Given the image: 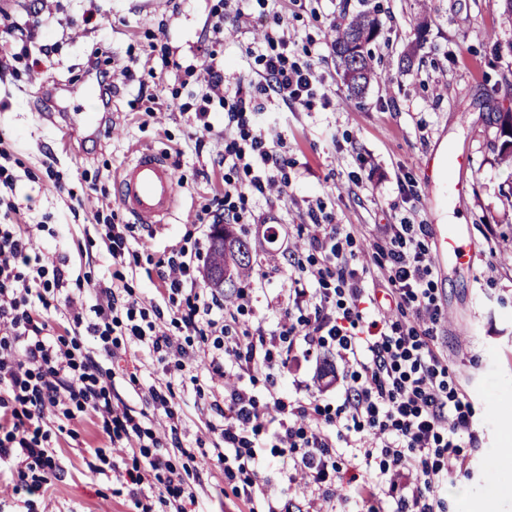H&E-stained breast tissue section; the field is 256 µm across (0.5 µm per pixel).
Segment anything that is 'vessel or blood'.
Instances as JSON below:
<instances>
[{
    "instance_id": "vessel-or-blood-1",
    "label": "vessel or blood",
    "mask_w": 512,
    "mask_h": 512,
    "mask_svg": "<svg viewBox=\"0 0 512 512\" xmlns=\"http://www.w3.org/2000/svg\"><path fill=\"white\" fill-rule=\"evenodd\" d=\"M460 156L445 154L429 157L423 163L431 183L448 186L452 197L466 194L468 187L453 180L452 170L464 166ZM173 167L159 152L139 150L115 179V192L123 210L141 224H161L171 215L177 197ZM473 257L470 228L465 224H440L435 228L434 264L437 270L471 264Z\"/></svg>"
}]
</instances>
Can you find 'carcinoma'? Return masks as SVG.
Here are the masks:
<instances>
[{
    "mask_svg": "<svg viewBox=\"0 0 512 512\" xmlns=\"http://www.w3.org/2000/svg\"><path fill=\"white\" fill-rule=\"evenodd\" d=\"M381 34V23L376 7L362 9L351 17L336 23L332 27L331 47L341 77L352 97H361L368 87L382 80L374 64L372 45ZM501 134L510 138L499 154L500 163L512 166V112L499 113ZM224 237L237 243L239 251L226 253L211 249L209 265L224 266V284L227 288L224 299L230 302L235 297L237 285L249 280L254 264L248 243L242 239L232 225H224Z\"/></svg>",
    "mask_w": 512,
    "mask_h": 512,
    "instance_id": "cac0c4a2",
    "label": "carcinoma"
}]
</instances>
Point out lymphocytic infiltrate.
<instances>
[{
	"mask_svg": "<svg viewBox=\"0 0 512 512\" xmlns=\"http://www.w3.org/2000/svg\"><path fill=\"white\" fill-rule=\"evenodd\" d=\"M258 54L259 82L228 78L223 64L206 66L193 125L196 138L212 129V102L224 109L232 136L224 145V208L214 223H248V196L286 195L292 162L280 149L281 137L261 120L262 106L252 85L272 91L284 103L308 105L316 78L311 65L288 57V25L266 33ZM17 178L0 162V476L9 475L13 497L45 491L61 469L46 422L47 410L73 417L92 410L111 442L125 451L146 450V468H120L102 449L88 462L90 476L111 472L126 484L137 512H152L144 489L150 473L164 472L166 492L180 490L181 472L159 449L162 440L143 428L132 408L112 399V373L103 364L113 355V333L158 363L178 370L205 365L235 383L224 391V445L216 462L233 460L243 475L240 496L253 500L257 477L267 466L264 448L305 472L304 486L317 491L336 485L344 498L366 497L381 505L383 491L399 492L401 512H438L436 492L459 455L455 434L471 426L464 395L448 385V361L428 340L441 319L432 296L433 265L410 224H390L374 242L376 265L357 261L353 228L325 223L323 208L309 206L313 228L310 256L292 253L298 272L284 299L301 315L296 322L257 328L245 337L226 336L224 301L197 279L200 248L171 250L157 265L158 301L143 305L118 289L99 284L95 302L84 305L66 290L68 272L53 256L38 251L33 225L23 223L12 195ZM62 301L64 319L76 335L96 346L81 349L49 332L45 317L52 301ZM183 301L178 321L213 342L204 348L173 338L163 329L161 302ZM412 313L413 322L401 321ZM331 348L351 370L336 410L317 403L313 393L287 399L279 378L295 354L310 356ZM264 374L269 384L259 398L247 376ZM354 438L364 474L346 473L336 461L333 437Z\"/></svg>",
	"mask_w": 512,
	"mask_h": 512,
	"instance_id": "lymphocytic-infiltrate-1",
	"label": "lymphocytic infiltrate"
}]
</instances>
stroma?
<instances>
[{"instance_id":"stroma-1","label":"stroma","mask_w":512,"mask_h":512,"mask_svg":"<svg viewBox=\"0 0 512 512\" xmlns=\"http://www.w3.org/2000/svg\"><path fill=\"white\" fill-rule=\"evenodd\" d=\"M382 35L376 46L385 80L359 98L349 97L337 72L329 33L336 22L361 9V0H0V45L12 58L0 71V148L18 177L17 201L27 223H45L36 245L65 261L71 294L91 300L99 282H117L130 300L152 295L147 277L164 253L192 247L200 219L210 218L223 198L224 110L215 107L213 128L196 144L192 119L196 94L209 61L227 76L251 75L259 65L250 43L288 19L293 61L313 64L317 74L309 106L264 95L278 116L283 149L293 162L287 195L249 198L257 223L240 227L258 253L256 272L268 275L267 290L240 328L261 319H286L277 299L287 287L288 255L307 251L304 214L319 200L337 224H360L358 261H370L372 244L385 225L423 224L439 218L472 229L477 250L472 266L433 274V296L442 316L435 344L448 357V383L473 409V426L456 437L462 464L444 478L438 496L456 512L454 493L465 488L471 512H512V470L490 476L487 464L506 440L501 423L512 412V167L501 164L503 139L496 118L512 106V12L505 0H433L426 37L417 35L418 0H379ZM224 17V40L208 36L216 15ZM414 52L411 65L402 59ZM99 56L113 75L112 125L116 135L88 137L72 113L90 87L85 63ZM131 66L133 79L121 74ZM162 153L179 178L175 209L167 223L145 227L113 195L112 179L136 151ZM445 151L468 158L458 178L468 184L462 199L441 201L426 181L423 161ZM126 224L131 255L113 263L105 225ZM275 231L274 261H267L268 231ZM112 397L143 415L144 427L168 431L163 411L148 389L158 375L133 347L115 350ZM345 373L334 353L321 350L295 359L281 384L288 397L309 388L322 404L338 405ZM173 401L183 413L184 445L212 448L221 442L223 419L210 408L225 381L202 366L172 371ZM52 439L63 462L33 512H135L127 486L89 478L85 458L93 448L132 464L115 449L95 415L68 419L49 413ZM183 474L185 492L198 512H265L268 504L306 512L307 500L281 458L262 474L267 499L237 497L223 466L202 464L180 453L169 456Z\"/></svg>"}]
</instances>
